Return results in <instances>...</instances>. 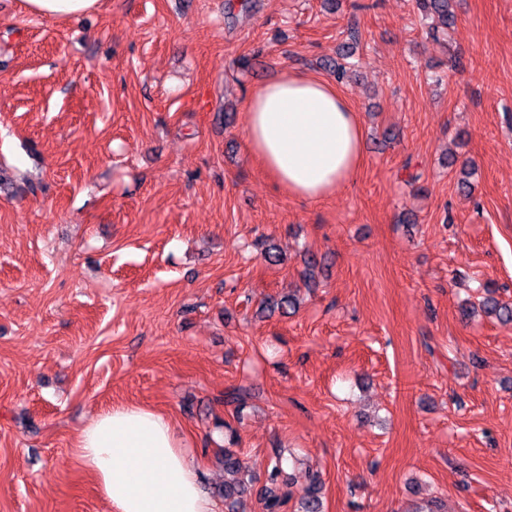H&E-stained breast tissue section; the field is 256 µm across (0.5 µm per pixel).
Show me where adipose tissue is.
Listing matches in <instances>:
<instances>
[{
  "mask_svg": "<svg viewBox=\"0 0 512 512\" xmlns=\"http://www.w3.org/2000/svg\"><path fill=\"white\" fill-rule=\"evenodd\" d=\"M250 148L290 197L318 201L356 174L363 130L328 81L285 70L245 103ZM76 456L110 512H217L171 422L138 405H115L79 431Z\"/></svg>",
  "mask_w": 512,
  "mask_h": 512,
  "instance_id": "obj_1",
  "label": "adipose tissue"
}]
</instances>
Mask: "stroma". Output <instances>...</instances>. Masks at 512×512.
I'll list each match as a JSON object with an SVG mask.
<instances>
[{
    "label": "stroma",
    "mask_w": 512,
    "mask_h": 512,
    "mask_svg": "<svg viewBox=\"0 0 512 512\" xmlns=\"http://www.w3.org/2000/svg\"><path fill=\"white\" fill-rule=\"evenodd\" d=\"M353 25L364 161L289 197L245 99ZM489 287L512 303V0L439 37L414 0H0V512H107L74 444L123 403L205 489L232 434L254 490L290 452L324 512H512V324L461 312ZM29 13L55 19H73L93 10L99 0H25Z\"/></svg>",
    "instance_id": "35a3bbf8"
}]
</instances>
